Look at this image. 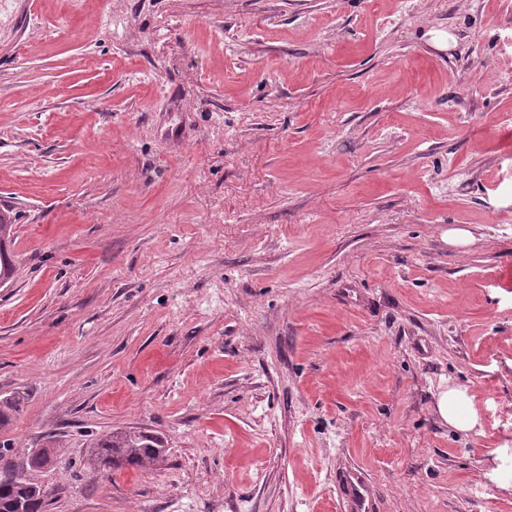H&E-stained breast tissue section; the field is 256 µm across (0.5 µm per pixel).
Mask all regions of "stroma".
<instances>
[{"mask_svg": "<svg viewBox=\"0 0 512 512\" xmlns=\"http://www.w3.org/2000/svg\"><path fill=\"white\" fill-rule=\"evenodd\" d=\"M509 130L512 0H7L0 442L48 512H512ZM121 429L162 466L90 467ZM14 224L8 211L0 214V282L7 283L14 274L13 259L7 249L14 233ZM437 407L440 416L457 430L470 431L478 423L472 396L467 391L449 388L440 394ZM25 400L23 392H12L0 397V428L10 424L12 418L20 412Z\"/></svg>", "mask_w": 512, "mask_h": 512, "instance_id": "stroma-1", "label": "stroma"}]
</instances>
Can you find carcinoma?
I'll return each instance as SVG.
<instances>
[{
  "label": "carcinoma",
  "mask_w": 512,
  "mask_h": 512,
  "mask_svg": "<svg viewBox=\"0 0 512 512\" xmlns=\"http://www.w3.org/2000/svg\"><path fill=\"white\" fill-rule=\"evenodd\" d=\"M13 227L9 212L0 214V282L5 283L14 274L13 259L7 249ZM25 400L22 392L0 397V428L10 424ZM163 453L160 440L148 432L114 430L93 442L88 462L103 473L125 467L146 470L155 466ZM42 467L44 464L31 456L27 457L25 466L20 467L6 459V454L0 450V512H47V489L27 476V471Z\"/></svg>",
  "instance_id": "1"
}]
</instances>
